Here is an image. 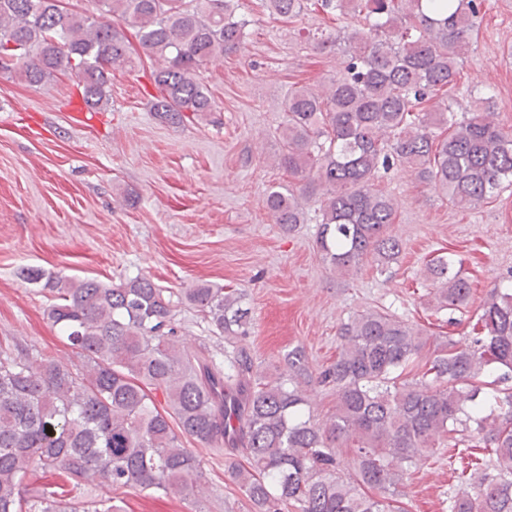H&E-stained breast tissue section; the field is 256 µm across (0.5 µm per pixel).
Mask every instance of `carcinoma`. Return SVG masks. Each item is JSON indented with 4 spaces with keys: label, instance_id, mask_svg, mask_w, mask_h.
Segmentation results:
<instances>
[{
    "label": "carcinoma",
    "instance_id": "carcinoma-1",
    "mask_svg": "<svg viewBox=\"0 0 512 512\" xmlns=\"http://www.w3.org/2000/svg\"><path fill=\"white\" fill-rule=\"evenodd\" d=\"M237 2L95 0L88 14L64 10L61 0H0V77L39 86L69 73L86 106L102 110L112 67L134 66L130 24L159 62L155 117L172 125L189 113L203 119L216 105L201 69L239 49L251 23ZM264 2L286 23L312 9L357 20L308 32L319 50L343 49V68L321 92H288L276 160L301 185L272 188L264 199L286 231L317 205L319 250L337 272L357 273L368 260L383 272L402 254L390 230L397 204L374 188L382 170L410 168L460 208L512 186V130L490 120L493 88L459 120L446 107H422L457 84L485 0ZM426 275L437 309L468 304L472 283L449 255L429 259ZM20 277L51 294L48 319L74 359L0 343V512H124L102 501L86 509L75 492L95 484L188 495L201 470L198 449L224 446L245 452L247 464L231 475L256 512H397L398 486L436 455L442 437L453 460L457 432L480 436L488 460L474 467L496 474L450 495L448 512H512V394L494 398L508 406L496 422L476 385L491 365L503 370L497 382L512 379L511 288L491 292L470 344L450 340L417 370L426 331L385 310L357 314L339 329L336 360L315 377L300 347L283 355L274 375L254 370L243 354L222 369L184 348L172 325L183 303L216 335H247L249 309L236 290L201 284L176 297L145 276L106 286L34 267ZM299 380L336 389L329 423L310 414Z\"/></svg>",
    "mask_w": 512,
    "mask_h": 512
}]
</instances>
